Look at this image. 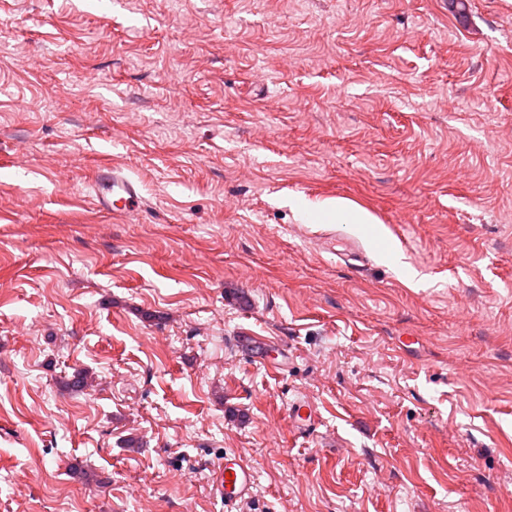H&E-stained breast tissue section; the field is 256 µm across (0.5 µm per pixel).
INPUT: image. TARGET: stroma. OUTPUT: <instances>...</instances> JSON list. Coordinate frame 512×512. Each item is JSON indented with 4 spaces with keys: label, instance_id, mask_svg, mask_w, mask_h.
Listing matches in <instances>:
<instances>
[{
    "label": "stroma",
    "instance_id": "35a3bbf8",
    "mask_svg": "<svg viewBox=\"0 0 512 512\" xmlns=\"http://www.w3.org/2000/svg\"><path fill=\"white\" fill-rule=\"evenodd\" d=\"M227 453L238 512H512V0H0V512H224ZM94 207L113 219L138 213L143 207L140 183L112 166L101 167L94 180ZM323 211L336 213V223L341 224H369L372 223V217L360 211H351L346 203L336 201V204L326 207ZM230 475V479H227ZM256 484L254 469L241 456L224 454V458L215 469L214 485L221 499H224L225 512H233L227 506H232L252 495Z\"/></svg>",
    "mask_w": 512,
    "mask_h": 512
}]
</instances>
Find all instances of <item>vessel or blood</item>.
Masks as SVG:
<instances>
[{"mask_svg": "<svg viewBox=\"0 0 512 512\" xmlns=\"http://www.w3.org/2000/svg\"><path fill=\"white\" fill-rule=\"evenodd\" d=\"M94 207L115 218L136 214L143 207L141 185L118 168L101 167L94 180ZM255 484L254 469L239 455H225L215 469V489L225 505L249 498Z\"/></svg>", "mask_w": 512, "mask_h": 512, "instance_id": "vessel-or-blood-1", "label": "vessel or blood"}]
</instances>
